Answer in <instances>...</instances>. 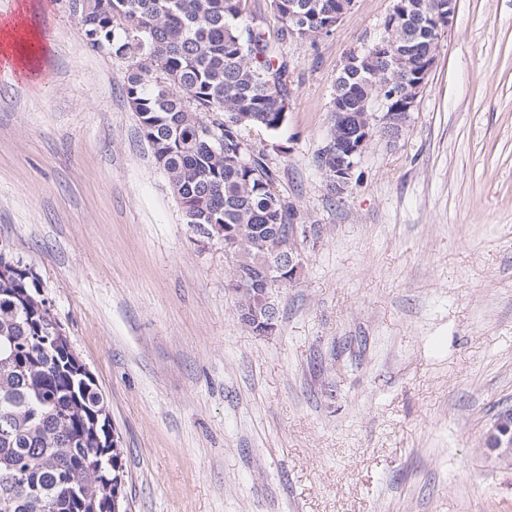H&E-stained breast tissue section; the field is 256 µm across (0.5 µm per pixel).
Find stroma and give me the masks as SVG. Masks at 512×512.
<instances>
[{
    "label": "stroma",
    "mask_w": 512,
    "mask_h": 512,
    "mask_svg": "<svg viewBox=\"0 0 512 512\" xmlns=\"http://www.w3.org/2000/svg\"><path fill=\"white\" fill-rule=\"evenodd\" d=\"M24 5L52 48L35 77L0 73V248L104 397L130 512H512L484 449L512 408V0H458L402 136L339 196L314 163L337 69L393 0L278 45L288 121L251 146L306 232L268 336L155 165L125 60L68 0H0V21Z\"/></svg>",
    "instance_id": "stroma-1"
}]
</instances>
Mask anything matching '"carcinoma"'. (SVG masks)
Masks as SVG:
<instances>
[{
  "instance_id": "obj_1",
  "label": "carcinoma",
  "mask_w": 512,
  "mask_h": 512,
  "mask_svg": "<svg viewBox=\"0 0 512 512\" xmlns=\"http://www.w3.org/2000/svg\"><path fill=\"white\" fill-rule=\"evenodd\" d=\"M82 38L127 60L125 93L155 164L183 201L188 224H218L234 240L230 279L240 321L272 288L260 271L288 248L292 213L274 191L276 170L248 144L276 135L288 116V64L243 0H87ZM365 64L340 73L330 101L328 140H345L353 112L386 102L404 111L417 75L440 45L433 17L448 0H398ZM340 0H271L279 40L318 47L336 29ZM297 19L288 31V15ZM397 33L391 38L388 31ZM0 276V512H101L107 481L123 470L108 442L99 395L79 387L67 354L43 342L52 322L40 310L41 283L21 262Z\"/></svg>"
}]
</instances>
